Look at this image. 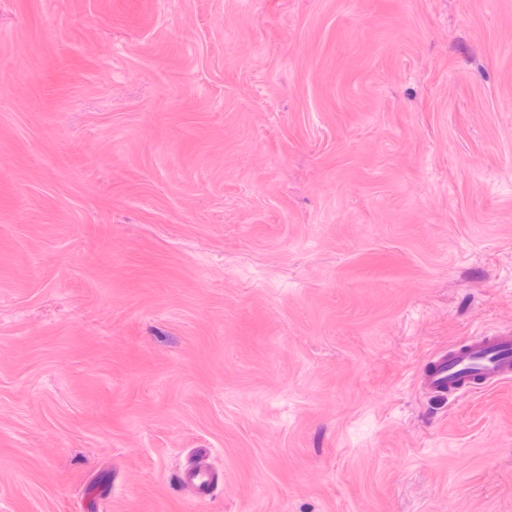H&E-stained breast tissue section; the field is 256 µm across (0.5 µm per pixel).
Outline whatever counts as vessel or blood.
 <instances>
[{"mask_svg": "<svg viewBox=\"0 0 512 512\" xmlns=\"http://www.w3.org/2000/svg\"><path fill=\"white\" fill-rule=\"evenodd\" d=\"M512 380V333L480 331L464 344L433 356L424 366L420 387L438 398L484 392ZM197 496H206L212 481L207 469L191 466L180 475Z\"/></svg>", "mask_w": 512, "mask_h": 512, "instance_id": "1", "label": "vessel or blood"}]
</instances>
